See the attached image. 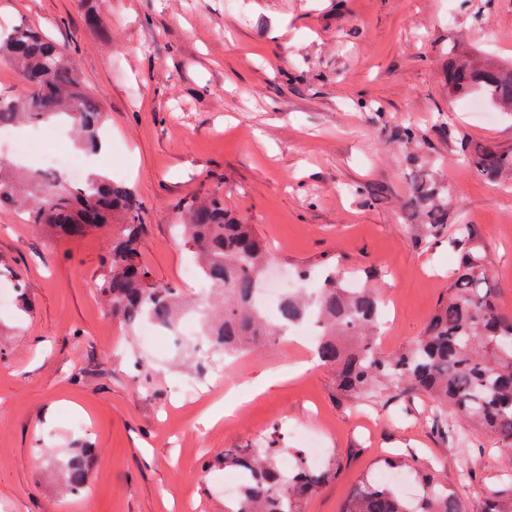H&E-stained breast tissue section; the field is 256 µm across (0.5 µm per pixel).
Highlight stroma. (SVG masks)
Here are the masks:
<instances>
[{"label":"stroma","mask_w":512,"mask_h":512,"mask_svg":"<svg viewBox=\"0 0 512 512\" xmlns=\"http://www.w3.org/2000/svg\"><path fill=\"white\" fill-rule=\"evenodd\" d=\"M0 0V17L65 46L105 115L110 150L98 163L131 187L146 228L142 259L154 280L179 283L192 255L174 226L180 201L218 194L270 247L269 269L290 281L337 265L377 287L392 354L424 332L454 282L469 227L504 316L512 318V188L477 177L448 149L456 132L512 149V116L448 102L442 69L458 39L512 57V0ZM95 24H88V16ZM375 102L362 112L358 102ZM406 122L421 137L402 146ZM448 193V221L423 222L415 180ZM363 186L359 196L354 186ZM120 221L73 240L49 237L0 209V266L20 274L31 307L0 315V512H224L211 461L276 440L296 457V430L315 429L336 461L305 512H341L390 453L413 454L447 477L466 512L492 492L512 494V453L449 414L465 443L437 430L422 396L406 410L341 393L332 369L251 394L235 418L198 423L212 401L251 393L266 371L308 360L285 337L238 355L195 397L180 390L193 366L112 317L98 291ZM152 370L136 374L135 359ZM94 449L83 497L62 494L54 468L69 449Z\"/></svg>","instance_id":"35a3bbf8"}]
</instances>
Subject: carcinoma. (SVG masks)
Segmentation results:
<instances>
[{
  "instance_id": "1",
  "label": "carcinoma",
  "mask_w": 512,
  "mask_h": 512,
  "mask_svg": "<svg viewBox=\"0 0 512 512\" xmlns=\"http://www.w3.org/2000/svg\"><path fill=\"white\" fill-rule=\"evenodd\" d=\"M23 77L22 97H0V127L38 124L54 117L69 122L79 146L95 151L102 138V112L69 64L63 47L20 23L0 31V61ZM448 102L482 97L496 112L512 114V59L492 60L460 40L448 48L444 71ZM448 147L470 171L512 183V151L480 148L463 135L448 133ZM418 199L427 208L428 224L447 221L446 190L434 178L417 182ZM18 208L26 221L55 235L76 239L91 229L125 219L100 274L99 290L112 315L128 327L144 318L171 324L182 311L179 288L155 282L141 258L144 226L138 223V199L125 183L87 176L70 185L41 170L16 174L0 158V208ZM184 241L195 249L203 278L220 311L204 324L212 346L237 353L254 343L274 345L308 313L315 314L320 334L315 354L336 369L340 391L366 399L379 394L384 380L401 382L396 397L426 395L439 407H456L470 415L484 434L512 449V319L499 312L494 294L483 286L475 258L467 257L424 333L414 343L387 356L373 343L380 301L370 287L349 288L336 267L322 274L321 287L309 296L300 291L283 298L270 321L252 307L267 260L265 247L250 224L224 209L217 195L178 204ZM90 448H75L58 463L66 492L80 495L87 480ZM279 448H235L215 465L244 474L236 499L224 500V512H303L301 504L325 481L327 470L298 461L283 474ZM391 475L414 473L421 497L410 500L399 487L366 477L347 499L342 512H463L461 500L413 456L381 460ZM484 512H512V497L496 493Z\"/></svg>"
}]
</instances>
